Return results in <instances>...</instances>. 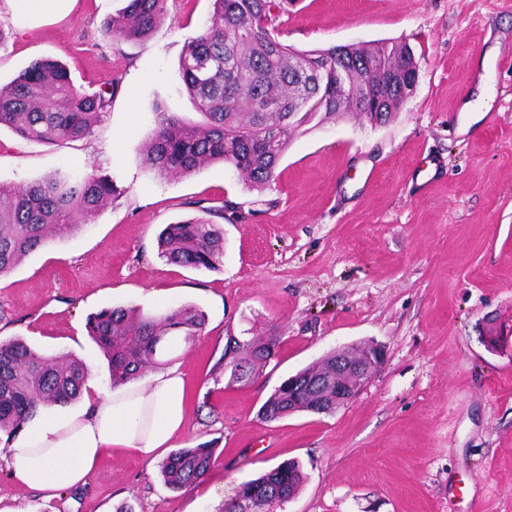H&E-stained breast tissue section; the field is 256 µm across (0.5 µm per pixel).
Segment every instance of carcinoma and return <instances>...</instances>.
Returning <instances> with one entry per match:
<instances>
[{"mask_svg": "<svg viewBox=\"0 0 512 512\" xmlns=\"http://www.w3.org/2000/svg\"><path fill=\"white\" fill-rule=\"evenodd\" d=\"M105 32L144 41L162 23L167 0H124ZM209 24L184 46L179 69L196 110L191 123L159 113L152 137L142 147L145 167L159 178L191 175L216 163L232 167L244 185L263 192L291 138L315 120L352 112L374 123L387 121L411 97L409 79L418 73L412 48L398 41L370 46L342 45L296 50L275 37L277 0H212ZM322 61L320 75L307 71ZM356 79L336 93V66ZM372 69L391 75L370 91L357 83ZM110 99L104 91L75 85L70 71L53 58L32 62L9 85L0 87V126L32 141L62 146L91 133ZM112 177L94 169L68 170L20 186L0 185V275L9 273L47 240L79 232L112 203ZM234 208L207 209L206 216L168 224L159 235L160 256L194 269H214L224 257V237L212 216ZM205 317L193 307L144 315L118 306L89 318V335L109 362L112 386L134 379L160 363L171 336L189 340L202 332ZM274 336L242 340L227 334V385H246L276 357ZM314 375L336 374V352L305 368ZM88 378L82 361L47 356L22 338L0 341V433L11 440L42 408L76 401ZM309 408V398L288 395V383L274 389L259 414L271 422ZM215 449L179 448L161 463L167 486L183 489L203 482ZM304 482L298 463H284L242 483L221 512H283Z\"/></svg>", "mask_w": 512, "mask_h": 512, "instance_id": "cac0c4a2", "label": "carcinoma"}]
</instances>
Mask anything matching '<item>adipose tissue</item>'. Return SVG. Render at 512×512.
Returning a JSON list of instances; mask_svg holds the SVG:
<instances>
[{
	"instance_id": "ef3b65f1",
	"label": "adipose tissue",
	"mask_w": 512,
	"mask_h": 512,
	"mask_svg": "<svg viewBox=\"0 0 512 512\" xmlns=\"http://www.w3.org/2000/svg\"><path fill=\"white\" fill-rule=\"evenodd\" d=\"M186 392V378L174 368L151 374L144 388L88 395L80 414L44 422L0 444V460L25 490L83 485L112 450L151 460L182 437L189 416Z\"/></svg>"
}]
</instances>
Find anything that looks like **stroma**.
<instances>
[{"mask_svg": "<svg viewBox=\"0 0 512 512\" xmlns=\"http://www.w3.org/2000/svg\"><path fill=\"white\" fill-rule=\"evenodd\" d=\"M123 0H77L20 32L0 0V85L53 57L76 85L111 93L92 134L57 147L0 127V184L98 168L116 189L80 232L56 237L0 276V341L82 360L110 389L88 318L107 307L157 314L192 306L200 336L177 339L163 367L189 383L177 446L210 444L207 479L172 490L157 463L103 458L86 485L18 488L0 464V512H218L240 484L299 461L306 476L284 512H512V0H284L279 39L299 50L405 40L412 97L379 124L339 116L296 135L263 192L215 164L161 181L142 163L158 112L197 122L178 59L212 0H168L145 41L103 37ZM497 48L480 121L459 107L483 54ZM227 202L224 257L194 270L158 254L170 223ZM275 335L277 355L228 385L224 338ZM498 336L496 350L485 338ZM381 344L384 365L331 414L265 422L288 376L328 352Z\"/></svg>", "mask_w": 512, "mask_h": 512, "instance_id": "1", "label": "stroma"}]
</instances>
